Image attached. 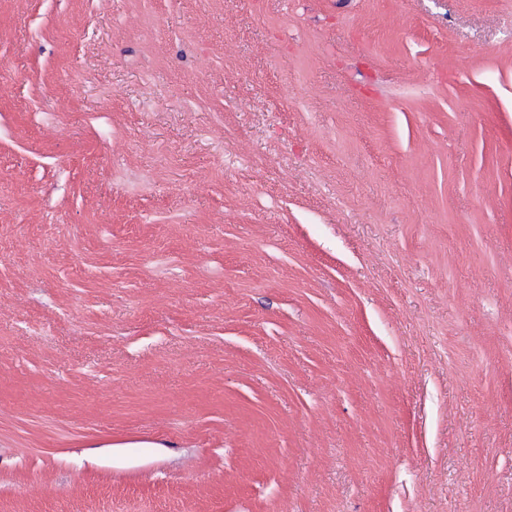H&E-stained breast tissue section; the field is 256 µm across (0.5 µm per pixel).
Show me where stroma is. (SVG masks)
Here are the masks:
<instances>
[{
    "mask_svg": "<svg viewBox=\"0 0 512 512\" xmlns=\"http://www.w3.org/2000/svg\"><path fill=\"white\" fill-rule=\"evenodd\" d=\"M0 512H512V0H0Z\"/></svg>",
    "mask_w": 512,
    "mask_h": 512,
    "instance_id": "obj_1",
    "label": "stroma"
}]
</instances>
